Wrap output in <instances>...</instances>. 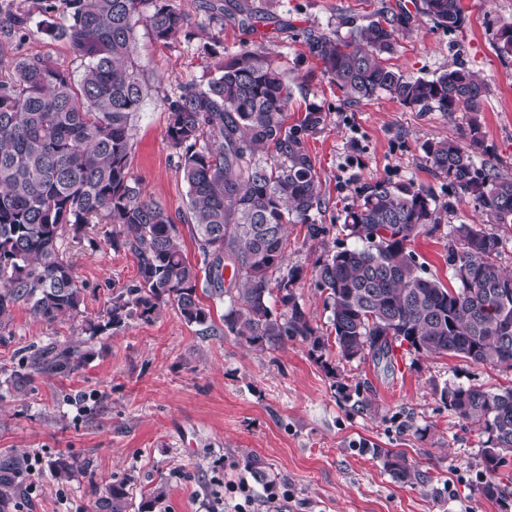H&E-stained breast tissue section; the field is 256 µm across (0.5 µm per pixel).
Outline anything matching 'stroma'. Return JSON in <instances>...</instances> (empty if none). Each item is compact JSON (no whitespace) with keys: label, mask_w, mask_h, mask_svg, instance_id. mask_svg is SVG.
I'll return each instance as SVG.
<instances>
[{"label":"stroma","mask_w":512,"mask_h":512,"mask_svg":"<svg viewBox=\"0 0 512 512\" xmlns=\"http://www.w3.org/2000/svg\"><path fill=\"white\" fill-rule=\"evenodd\" d=\"M31 17L24 44L0 38V77L19 56L37 54L56 68L79 75L67 44L49 34L54 14L43 0H11ZM281 16L284 24L246 28L209 20L200 0H177L187 27L177 40L156 42L137 32V55L154 90L137 126L131 173L145 196L172 217L187 208L178 158L166 138L167 100L180 85L209 76L203 44L225 52L253 45L269 49L295 84L288 109L297 124L309 105L322 106L326 121L306 140L316 163L327 207L319 216L326 233L289 230L288 263L299 267L294 289L314 326L328 328V311L315 285L313 265L326 251L355 246L342 230L344 213L358 202L363 184L379 179L412 182L448 202V184L437 179L423 151L428 142L464 140L471 120L500 172L512 176V58L496 50L499 29L512 24V0H462L466 20L449 29L435 24L422 0H249ZM404 13L387 65L404 76L431 79L461 65L485 83L479 116L471 112L423 111L390 95L350 101L321 73L307 46L310 32L346 37L379 17ZM439 231L410 244L428 274L451 284L448 229L481 224L472 202L453 205ZM107 227L93 224L89 241L64 238L60 253L84 288L82 317L52 323L34 319L25 307L13 311L12 336L0 342V451L17 449L30 464L29 493L20 512H94L109 482H129L139 503L154 487L166 488V512H512V459L500 467L507 496L496 503L474 493L483 481L487 436L461 420L439 395L448 384L498 390L512 385V372L470 360L426 356L395 348L391 364L342 359L335 344L315 357L301 339L249 345L224 332L225 303L208 301L215 325L198 335L174 308L151 321L137 318L92 336L83 318L95 319L113 293L138 279L135 259L112 248ZM77 345L83 356L67 377L36 376L15 391L10 375L35 351ZM404 451L431 477L422 489L396 482L373 448ZM78 459L68 481L49 469L58 454ZM256 457L260 473L245 464ZM274 486L277 500L262 495Z\"/></svg>","instance_id":"1"}]
</instances>
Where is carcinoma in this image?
Segmentation results:
<instances>
[{
    "label": "carcinoma",
    "instance_id": "1",
    "mask_svg": "<svg viewBox=\"0 0 512 512\" xmlns=\"http://www.w3.org/2000/svg\"><path fill=\"white\" fill-rule=\"evenodd\" d=\"M61 10L51 27L80 61L81 73L52 67L38 55L12 62L0 79V342L12 336L15 307L47 323L81 314L83 288L59 252L61 239L86 236L91 224L112 225V247L136 260L135 284L112 295L106 323L86 320L96 335L136 316L149 320L171 305L201 335L212 330L210 309L198 292L229 301L224 332L249 345L299 338L311 352L326 347L293 291L300 277L288 266V225L302 224L311 240L326 232L317 215L326 208L314 161L306 146L325 122L315 105L296 125L287 123L293 88L285 69L261 45L228 53L213 63L204 83L181 86L167 100V141L179 159L187 186V212L176 224L157 201L142 195L130 171L137 119L152 86L137 62V31L143 26L166 44L177 39L187 18L175 0H44ZM217 21L238 16L243 24L278 25L274 13L253 12L247 0H202ZM436 24L465 21L461 0H423ZM405 14L381 17L342 39L309 34L308 47L322 73L353 102L387 93L402 104L440 112L481 111L486 85L463 66L432 79H410L384 62L397 44ZM29 17L0 14V35L24 42ZM497 52L512 57V25L497 34ZM433 174L448 182L454 202L471 201L487 224H459L448 231L450 288L423 276L408 245L441 224L430 190L413 182L365 184L360 203L346 211L343 230L357 248L326 251L315 263L325 294L338 353L346 360L391 359L394 345L427 354H450L512 371V298L498 306L500 290H512V274L499 257L506 238L497 227L512 224V177L486 154L480 124L472 120L463 142L424 146ZM187 227L200 261L183 250ZM230 277L224 278V271ZM206 288L198 289L199 282ZM287 307L274 311L271 299ZM75 345L35 353L10 376L24 390L34 376H68L81 361ZM441 396L459 418L487 434L485 481L477 494L503 498L499 467L512 455V388L447 385ZM383 468L403 485L422 487L430 478L402 451L372 449ZM80 468L60 455L50 465L58 480ZM28 459L0 452V512H18L27 495ZM160 485L138 512H164ZM126 483L108 485L95 512H129Z\"/></svg>",
    "mask_w": 512,
    "mask_h": 512
}]
</instances>
